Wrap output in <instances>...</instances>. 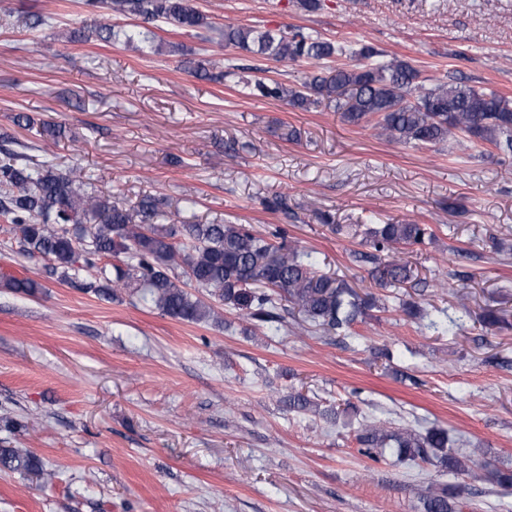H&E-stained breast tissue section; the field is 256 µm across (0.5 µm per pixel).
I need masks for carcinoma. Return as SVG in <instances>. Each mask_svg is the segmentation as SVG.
<instances>
[{
  "mask_svg": "<svg viewBox=\"0 0 512 512\" xmlns=\"http://www.w3.org/2000/svg\"><path fill=\"white\" fill-rule=\"evenodd\" d=\"M137 20L123 36L140 49L152 48L150 27L167 23L186 33L210 25L193 0H88ZM224 44L267 56L279 63L322 61L343 53L318 36L274 33L255 27L227 25ZM356 63L336 66L290 87L258 80L247 88L254 94L285 100L302 109L335 103L342 121L357 125L377 118L381 135L401 145H438L464 133L512 156V100L495 92L441 81L432 88L419 84L410 63L382 54L371 45L354 52ZM0 163V217L13 225L23 251L53 262V272L67 281L85 267L97 269L102 284L95 290L115 295L131 289L174 319L202 322L214 306L186 289L187 283L260 323L273 321V309L284 301L303 320L326 333L345 331L366 312L378 307L345 280L321 273L312 254L286 243L255 236L244 224H181L164 228L154 223L157 201L145 196L136 212L98 195L78 168L60 170L47 161L5 150ZM432 235L426 224H375L364 230L373 250V277L382 287H396L414 278L402 250ZM117 257L123 265H111ZM357 441L373 460L394 451L406 462L421 460L455 474H469L476 465L475 448H454L443 428L421 432L381 424L361 426ZM485 478L512 488V468L482 465ZM0 470L34 475L49 485L55 477L37 455L20 448H0ZM423 512H457L446 488H430L421 498Z\"/></svg>",
  "mask_w": 512,
  "mask_h": 512,
  "instance_id": "carcinoma-1",
  "label": "carcinoma"
}]
</instances>
